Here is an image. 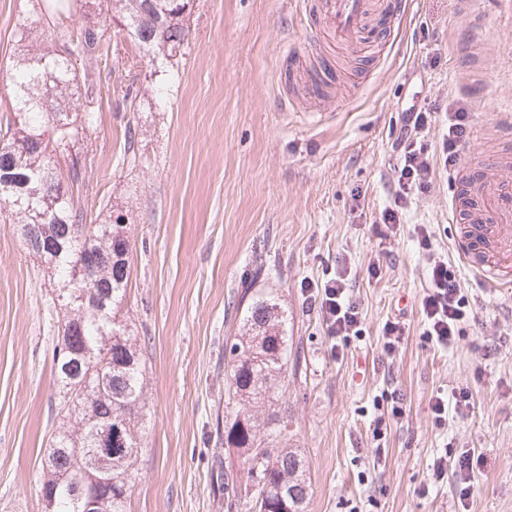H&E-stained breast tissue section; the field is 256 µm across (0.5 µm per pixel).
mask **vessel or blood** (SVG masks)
<instances>
[{
  "instance_id": "b4317fda",
  "label": "vessel or blood",
  "mask_w": 512,
  "mask_h": 512,
  "mask_svg": "<svg viewBox=\"0 0 512 512\" xmlns=\"http://www.w3.org/2000/svg\"><path fill=\"white\" fill-rule=\"evenodd\" d=\"M330 32L347 42L377 41L396 0H317ZM466 222L457 241L463 262L497 288L512 286V171H467L457 200Z\"/></svg>"
}]
</instances>
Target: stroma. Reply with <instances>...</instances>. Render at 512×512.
Returning <instances> with one entry per match:
<instances>
[{
  "label": "stroma",
  "instance_id": "1",
  "mask_svg": "<svg viewBox=\"0 0 512 512\" xmlns=\"http://www.w3.org/2000/svg\"><path fill=\"white\" fill-rule=\"evenodd\" d=\"M31 8L0 0V118L15 26ZM475 9L470 30L457 0H405L390 34L350 66L336 65L322 15L300 0H194L187 43L163 62L111 26L108 65L81 100L97 116L81 193L88 223L119 217L133 245L121 318L148 368L129 512H227L224 475L240 460L224 445V345L245 294L276 299L301 352L283 398L288 445L306 461V512H512V291L458 258L455 167L435 165L396 236L376 231L394 200L391 144L409 105L432 114L427 153L459 99L470 124L461 156L512 162V142L495 135L512 112V0ZM323 61L319 96L311 77ZM434 255L454 266L471 307L447 349L426 338L421 313ZM340 270L361 316L347 338L329 336L301 288ZM52 288L15 225L0 223V512H42L60 390ZM393 319L406 333L388 353ZM459 388L470 410L436 425L432 397ZM448 444L476 461L464 502L453 473L432 477Z\"/></svg>",
  "mask_w": 512,
  "mask_h": 512
}]
</instances>
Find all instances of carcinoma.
<instances>
[{"mask_svg":"<svg viewBox=\"0 0 512 512\" xmlns=\"http://www.w3.org/2000/svg\"><path fill=\"white\" fill-rule=\"evenodd\" d=\"M19 17L9 70L10 110L0 128V203L27 250L58 279L56 301L64 310V336L53 349L62 390L53 407L59 448L43 470L40 488L56 496V512H80L93 470L82 468L99 423L121 425L124 447L112 450V490L102 512H128L132 468L142 448L139 428L145 399V362L137 339L118 319L130 279L132 250L126 227L87 223L88 203L75 194L82 168L61 166L57 148L91 135L94 113L80 110L81 88L108 62L106 32L112 19L150 55L181 53L194 0H104L96 14L83 0H36ZM38 29L39 42L29 40ZM89 270V287L73 285L77 264ZM87 298H82V294ZM241 335L229 345L227 396L240 407L224 420L226 444L237 448L250 495L246 512H305L310 493L305 460L283 448L288 409L277 408V389L298 371L290 360L288 318L274 299H249Z\"/></svg>","mask_w":512,"mask_h":512,"instance_id":"cac0c4a2","label":"carcinoma"}]
</instances>
